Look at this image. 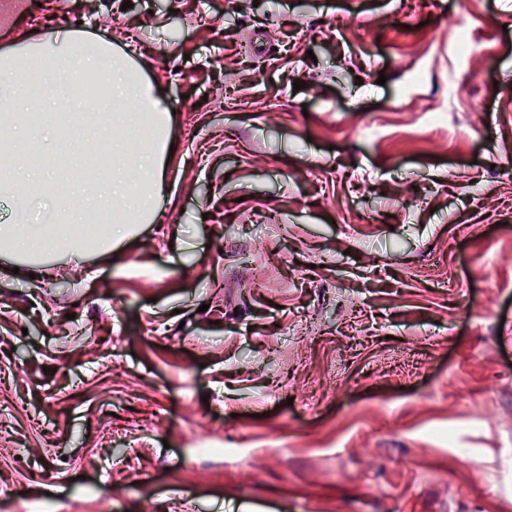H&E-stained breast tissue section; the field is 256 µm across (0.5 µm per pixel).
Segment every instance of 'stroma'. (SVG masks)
I'll return each instance as SVG.
<instances>
[{
  "instance_id": "1",
  "label": "stroma",
  "mask_w": 512,
  "mask_h": 512,
  "mask_svg": "<svg viewBox=\"0 0 512 512\" xmlns=\"http://www.w3.org/2000/svg\"><path fill=\"white\" fill-rule=\"evenodd\" d=\"M123 2L0 0L174 146L112 251L0 250V512H512V0Z\"/></svg>"
}]
</instances>
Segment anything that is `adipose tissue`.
Wrapping results in <instances>:
<instances>
[{
  "label": "adipose tissue",
  "instance_id": "adipose-tissue-1",
  "mask_svg": "<svg viewBox=\"0 0 512 512\" xmlns=\"http://www.w3.org/2000/svg\"><path fill=\"white\" fill-rule=\"evenodd\" d=\"M34 55H48L58 63V82L38 95L31 92L27 80L26 63ZM91 76L109 87L94 112L86 111L83 94ZM0 100L11 102L19 112L83 115L80 134L106 140L111 163L107 182H99L96 172L89 170L70 186L68 197H61L51 188L54 174L49 168L22 161L30 136L28 124L10 121L9 145L16 163L0 174V196L14 202L15 214L13 223L0 225V239L9 241L15 255L24 257L34 246L53 245L71 256H82L86 241L76 227L102 207L112 210L107 233L113 238L131 231L133 225L154 220L165 190L163 162L170 116L165 100L154 93L130 58L108 42L91 45L67 30L32 37L0 53ZM145 126L152 129L153 137L141 149L110 136L117 128L135 131Z\"/></svg>",
  "mask_w": 512,
  "mask_h": 512
}]
</instances>
